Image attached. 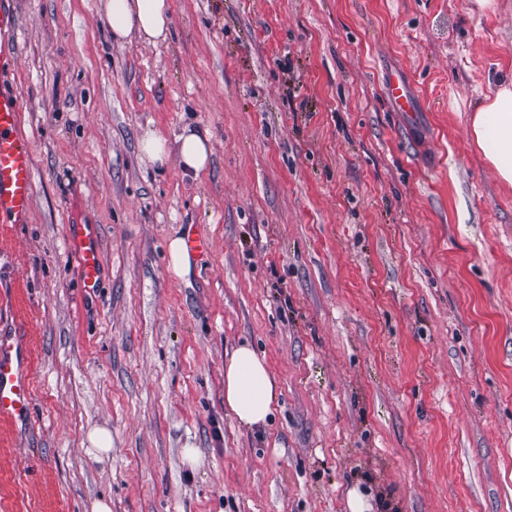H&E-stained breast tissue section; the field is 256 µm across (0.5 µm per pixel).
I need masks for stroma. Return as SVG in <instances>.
Segmentation results:
<instances>
[{
	"label": "stroma",
	"instance_id": "35a3bbf8",
	"mask_svg": "<svg viewBox=\"0 0 512 512\" xmlns=\"http://www.w3.org/2000/svg\"><path fill=\"white\" fill-rule=\"evenodd\" d=\"M169 5L154 46L112 40L103 0H13L34 201L0 223V333L34 410L0 425V512H512V186L468 134L512 0ZM187 126L204 171L142 158ZM70 224L100 236L92 298ZM187 224L211 251L178 276ZM242 343L280 387L258 430L224 407ZM387 97L396 112L416 111L409 82L400 73L393 74L389 79ZM140 152L153 166L160 168L167 165L170 157L167 138L159 131L148 128L140 140ZM182 238L189 255L203 258L208 254L209 240L196 224L184 225ZM181 238H174L169 243V269L179 275L188 263Z\"/></svg>",
	"mask_w": 512,
	"mask_h": 512
}]
</instances>
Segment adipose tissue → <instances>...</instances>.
Here are the masks:
<instances>
[{
	"label": "adipose tissue",
	"mask_w": 512,
	"mask_h": 512,
	"mask_svg": "<svg viewBox=\"0 0 512 512\" xmlns=\"http://www.w3.org/2000/svg\"><path fill=\"white\" fill-rule=\"evenodd\" d=\"M105 10L114 40L132 37L157 45L170 35L168 0H105ZM469 135L500 180L512 186V81L499 84L469 118ZM177 151H170L167 138L146 129L140 152L151 164L166 166L177 155L186 170L203 171L212 147L208 133L184 128L177 137ZM280 389L263 357L250 346L233 350L224 365V406L240 426L258 429L267 425Z\"/></svg>",
	"instance_id": "1"
}]
</instances>
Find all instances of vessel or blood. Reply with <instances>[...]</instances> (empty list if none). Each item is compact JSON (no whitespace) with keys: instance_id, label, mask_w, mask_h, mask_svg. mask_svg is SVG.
Wrapping results in <instances>:
<instances>
[{"instance_id":"obj_1","label":"vessel or blood","mask_w":512,"mask_h":512,"mask_svg":"<svg viewBox=\"0 0 512 512\" xmlns=\"http://www.w3.org/2000/svg\"><path fill=\"white\" fill-rule=\"evenodd\" d=\"M16 33L17 17L10 0H0V72L14 64ZM387 97L395 111L414 109L410 85L402 74L391 76ZM33 193L32 151L21 133L19 98L15 93L0 90V217L13 224L28 223ZM182 238L189 255H207L209 240L198 225H185ZM66 241L78 264L80 287L85 294L98 293L103 281V261L94 225H68ZM31 410L26 356L14 338L0 336V421H27Z\"/></svg>"}]
</instances>
